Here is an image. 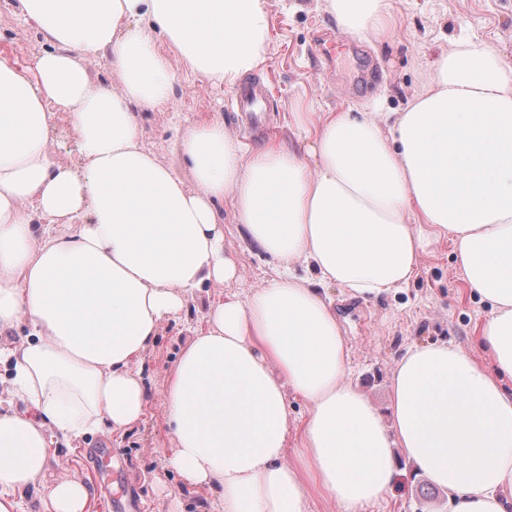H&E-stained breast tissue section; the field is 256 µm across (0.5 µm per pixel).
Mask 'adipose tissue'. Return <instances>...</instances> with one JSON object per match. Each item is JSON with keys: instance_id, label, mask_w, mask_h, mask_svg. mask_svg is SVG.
<instances>
[{"instance_id": "1", "label": "adipose tissue", "mask_w": 512, "mask_h": 512, "mask_svg": "<svg viewBox=\"0 0 512 512\" xmlns=\"http://www.w3.org/2000/svg\"><path fill=\"white\" fill-rule=\"evenodd\" d=\"M50 51L29 69L0 55V512L41 483L49 433H123L148 398L136 365L194 290L236 277L216 210L277 264L266 286L210 302L163 394L170 465L224 489L221 512H342L384 499L405 458L447 491L448 512H512V65L458 38L399 111L298 112L303 152L246 148L215 117L176 147L192 169L140 141L137 112L169 100L164 37L200 78L228 87L266 59L265 0H16ZM338 26L386 35L389 0H317ZM104 62L121 89L96 81ZM65 114L77 159L54 161ZM451 242L487 307L473 350L407 349L390 419L347 381L348 346L325 287L377 298L417 277ZM303 261L309 273L296 275ZM308 405L287 460L289 396ZM30 406L14 409L15 399ZM78 479L48 486L45 512H86Z\"/></svg>"}]
</instances>
